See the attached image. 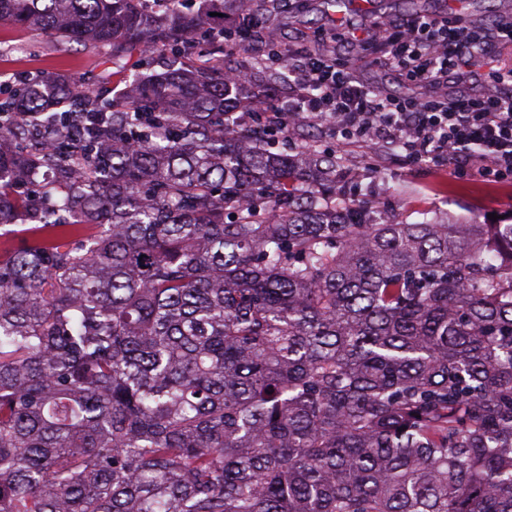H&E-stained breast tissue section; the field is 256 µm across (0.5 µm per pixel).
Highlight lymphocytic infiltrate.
<instances>
[{
  "label": "lymphocytic infiltrate",
  "mask_w": 512,
  "mask_h": 512,
  "mask_svg": "<svg viewBox=\"0 0 512 512\" xmlns=\"http://www.w3.org/2000/svg\"><path fill=\"white\" fill-rule=\"evenodd\" d=\"M341 36L377 46L379 63L401 77L405 92L366 87L347 61L287 53L274 39L263 54L287 70L296 106L271 112L270 121L282 128L317 122L345 149L390 142L415 162L489 182L512 180V66L499 59L512 47L511 24L480 30L452 15L421 16L347 28ZM448 84L453 93L415 92ZM469 84L481 92H466Z\"/></svg>",
  "instance_id": "obj_1"
}]
</instances>
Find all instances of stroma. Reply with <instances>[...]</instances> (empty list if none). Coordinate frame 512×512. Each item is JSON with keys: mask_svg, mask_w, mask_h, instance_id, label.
Masks as SVG:
<instances>
[{"mask_svg": "<svg viewBox=\"0 0 512 512\" xmlns=\"http://www.w3.org/2000/svg\"><path fill=\"white\" fill-rule=\"evenodd\" d=\"M451 10L463 13L476 26L512 22V0H286L269 24L278 27L281 45L347 59L361 84L399 92L403 89L400 78L373 66L370 50L343 42L338 26L366 19H405L418 13L442 18ZM165 60L158 50L116 58L108 45H61L48 33L0 23V82L12 86L21 85L27 77H68L94 93L111 84L116 68H123L130 80L162 71ZM340 157V190L351 198L373 201L387 220L420 223L445 217L457 224H485L493 214L512 217V207L502 201L504 195H512V184L489 185L454 173L440 176L410 162L399 148L379 155L367 147H352L340 152Z\"/></svg>", "mask_w": 512, "mask_h": 512, "instance_id": "35a3bbf8", "label": "stroma"}]
</instances>
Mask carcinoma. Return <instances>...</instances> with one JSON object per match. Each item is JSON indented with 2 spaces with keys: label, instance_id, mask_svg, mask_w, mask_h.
Listing matches in <instances>:
<instances>
[{
  "label": "carcinoma",
  "instance_id": "obj_1",
  "mask_svg": "<svg viewBox=\"0 0 512 512\" xmlns=\"http://www.w3.org/2000/svg\"><path fill=\"white\" fill-rule=\"evenodd\" d=\"M168 2L0 0L170 52L77 145L79 82L0 85L53 127H0V227L56 234L0 251V512H512V223L346 198L336 155L240 122L281 74L184 61L224 0Z\"/></svg>",
  "mask_w": 512,
  "mask_h": 512
}]
</instances>
